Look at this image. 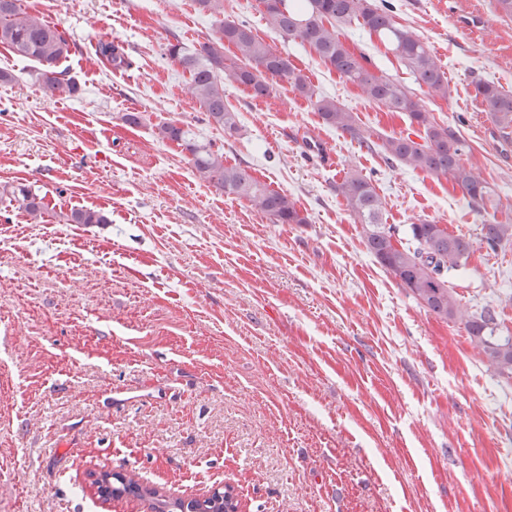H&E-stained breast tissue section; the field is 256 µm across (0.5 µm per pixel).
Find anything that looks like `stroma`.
<instances>
[{"label":"stroma","instance_id":"obj_1","mask_svg":"<svg viewBox=\"0 0 512 512\" xmlns=\"http://www.w3.org/2000/svg\"><path fill=\"white\" fill-rule=\"evenodd\" d=\"M23 2L66 33L58 70L79 92L49 98L34 63L0 46V512H140L93 496L103 466L185 501L227 483L242 512H512V378L368 253L335 191L359 171L398 233L425 218L471 238L450 285L512 333V246L481 240L482 225L512 224V142L472 85L512 91V18L497 0H387L448 76V98L428 108L494 187L501 204L487 211L446 177L387 160L383 139L423 128L283 42L258 0H226L225 14L353 112L372 147L290 86L255 100L229 78L241 132L225 135L166 56L169 40L213 32L195 0ZM107 40L131 67L98 63ZM344 40L417 90L362 29L345 26ZM163 120L288 194L306 223H273L201 181L156 136ZM314 141L331 164L310 159ZM20 182L44 196V223L12 202ZM77 209L107 221L67 223Z\"/></svg>","mask_w":512,"mask_h":512}]
</instances>
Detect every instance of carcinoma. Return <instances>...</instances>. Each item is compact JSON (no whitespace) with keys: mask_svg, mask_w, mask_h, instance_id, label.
<instances>
[{"mask_svg":"<svg viewBox=\"0 0 512 512\" xmlns=\"http://www.w3.org/2000/svg\"><path fill=\"white\" fill-rule=\"evenodd\" d=\"M266 25L285 41H294L315 53L331 72L354 85L369 101L388 112H404L410 123L424 128L425 142L410 137H388L383 151L400 164L434 175H443L459 187L470 202L481 208L494 204V191L479 167L462 161L463 142L447 126L438 124L425 102L387 75H378L364 53H355L341 39L339 28L352 22L376 37L386 50L414 77L427 94L448 99V78L437 57L411 30L401 26L386 6L373 0H258ZM198 9L218 18L206 41L188 46L177 39L168 42L166 56L189 74V87L208 112L209 118L230 137L239 132L233 112L224 98V76L244 87L249 95L267 98L282 84L290 85L318 112L323 123L359 144L373 145L357 124L353 113L323 95L302 70L277 52L243 23L224 17V0H196ZM0 45L14 55L38 64L35 78L51 98H71L77 84L60 77L58 64L70 52L64 33L31 13L22 0H0ZM233 51L227 59L224 50ZM97 57L114 69L130 66L124 47L118 42H101ZM503 138L512 139V92L497 83L479 79L474 84ZM161 140L176 144L189 156L201 178L227 195L245 200L275 224H306L307 217L287 194L271 188L239 165L224 163V153L196 138L189 129L174 122L156 125ZM14 199L31 220L44 218L43 198L31 188L19 185ZM336 194L347 203L354 222L362 225L367 251L428 312L464 325L472 344L482 354L488 369L512 378V336L500 330L495 309L484 305L470 312L450 288L448 273L467 266L474 252L473 242L464 235L448 233L441 224L418 221L408 225L406 242L395 238L393 227L385 224L384 203L375 186L362 174L348 172L336 184ZM67 221L72 224H104L106 218L95 210H76ZM481 240L494 250L512 243V224H484Z\"/></svg>","mask_w":512,"mask_h":512,"instance_id":"cac0c4a2","label":"carcinoma"}]
</instances>
